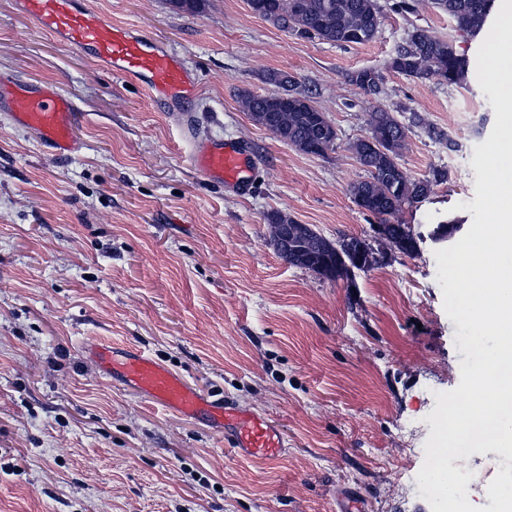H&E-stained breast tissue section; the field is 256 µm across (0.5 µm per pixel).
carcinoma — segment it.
Listing matches in <instances>:
<instances>
[{
  "label": "carcinoma",
  "instance_id": "carcinoma-1",
  "mask_svg": "<svg viewBox=\"0 0 512 512\" xmlns=\"http://www.w3.org/2000/svg\"><path fill=\"white\" fill-rule=\"evenodd\" d=\"M490 0H431L436 9L455 20L457 29L473 33L483 24ZM259 19L284 30L339 46L365 44L379 32L381 9L378 0H248ZM395 73L416 80L437 79L450 86H461L467 73V61L457 52L454 41L433 35L426 29L412 30L403 45L388 61ZM267 82L278 87L269 95H257L247 89L239 100L251 119L300 151L318 156L333 149L320 125V110L310 96L298 91L292 76L282 71L267 74ZM364 95L381 93L383 77L371 69H359L349 75ZM412 123L425 129L427 136L446 148L453 145L443 129L425 123L418 115ZM370 149L352 146L367 177L350 186L354 203L373 216L372 228L377 239L408 257L419 253L421 234L409 224L394 220L404 206L426 201L434 186L447 179L448 173L433 168L422 179H411L398 159L405 146L407 127L392 113L373 109L369 112ZM284 262L312 271L328 279L353 280L355 272L377 262L366 239L351 236L331 242L321 234L301 232L295 236Z\"/></svg>",
  "mask_w": 512,
  "mask_h": 512
}]
</instances>
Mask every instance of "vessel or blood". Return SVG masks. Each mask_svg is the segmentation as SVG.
Listing matches in <instances>:
<instances>
[{
    "label": "vessel or blood",
    "mask_w": 512,
    "mask_h": 512,
    "mask_svg": "<svg viewBox=\"0 0 512 512\" xmlns=\"http://www.w3.org/2000/svg\"><path fill=\"white\" fill-rule=\"evenodd\" d=\"M15 7L60 45L138 83L168 111H183L199 91L193 73L165 43L142 36L133 25L108 20L82 0H15ZM0 112L36 131L57 156H69L76 146L77 110L50 83L0 78ZM191 158L208 181L237 191L244 190L255 163L250 148L240 142L198 144ZM84 352L103 376L151 403L219 425L235 455L262 463L281 460L284 439L266 415L202 395L183 375L142 349L99 340L87 343Z\"/></svg>",
    "instance_id": "b4317fda"
}]
</instances>
